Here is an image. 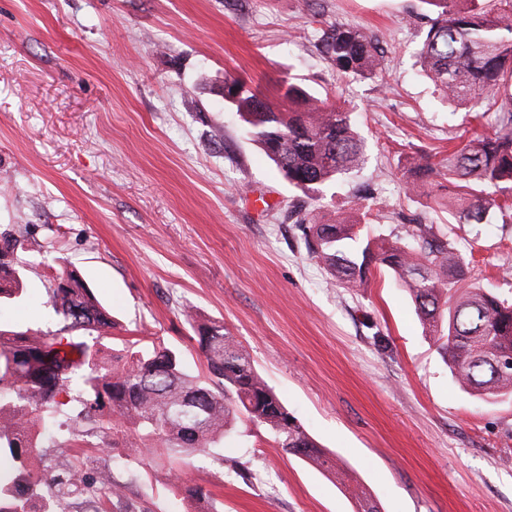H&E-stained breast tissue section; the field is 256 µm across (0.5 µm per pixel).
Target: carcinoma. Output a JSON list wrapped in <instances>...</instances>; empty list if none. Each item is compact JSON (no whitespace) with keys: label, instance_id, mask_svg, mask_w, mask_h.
Listing matches in <instances>:
<instances>
[{"label":"carcinoma","instance_id":"1","mask_svg":"<svg viewBox=\"0 0 512 512\" xmlns=\"http://www.w3.org/2000/svg\"><path fill=\"white\" fill-rule=\"evenodd\" d=\"M434 17L418 46L421 71L448 104L484 120L439 162L416 153L407 197L432 198V177L443 173L454 188L448 223L491 224L512 209V0H421ZM336 69L344 74L382 72L380 41L355 28L326 32ZM288 108L238 80L224 82L228 103L248 133L311 200L347 175L364 169V144L351 112L288 81ZM296 224L309 255L340 288H365L372 269L393 272L409 293L457 383L483 400L512 397V303L471 273L472 252L432 224L405 227L394 238L371 236L346 218ZM24 243L0 232V304L24 293ZM48 302L62 321L54 333L0 325V512H63L70 500L112 512L123 484L94 466L133 448L149 462L171 463L208 455L240 421L263 427L287 454L317 466L347 487L352 473L327 457L304 425L266 383L250 354L221 323L195 328L208 375L189 372L183 354L163 344L133 342L112 361L102 340L112 314L75 270L46 275ZM183 493L209 512L207 495L182 481Z\"/></svg>","mask_w":512,"mask_h":512}]
</instances>
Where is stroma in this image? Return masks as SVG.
Returning <instances> with one entry per match:
<instances>
[{
  "mask_svg": "<svg viewBox=\"0 0 512 512\" xmlns=\"http://www.w3.org/2000/svg\"><path fill=\"white\" fill-rule=\"evenodd\" d=\"M336 24L380 39L384 74L336 70L322 42ZM430 24L422 0H0V231L79 271L112 311L106 353L161 342L202 375L183 313L224 323L354 476L337 486L241 423L179 463L213 512H354L360 489L381 512H512V398L459 387L390 272L361 292L331 286L288 218L300 205L319 223L371 194L383 201L376 231L403 234V213L448 231L447 207L405 195L409 156H446L468 127L414 64ZM230 77L275 104L292 77L350 110L363 174L306 199L225 107ZM460 234L475 273L511 298L512 221ZM44 273L29 272L0 323L57 328ZM96 464L131 512H193L169 470L127 450Z\"/></svg>",
  "mask_w": 512,
  "mask_h": 512,
  "instance_id": "1",
  "label": "stroma"
}]
</instances>
